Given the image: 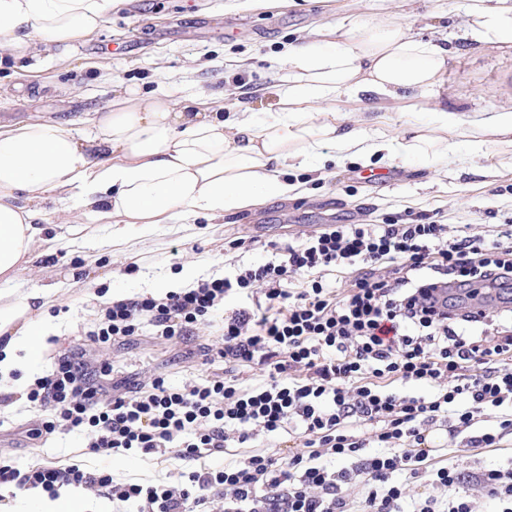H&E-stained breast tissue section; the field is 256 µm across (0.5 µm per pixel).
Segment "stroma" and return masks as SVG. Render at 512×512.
I'll return each mask as SVG.
<instances>
[{
  "mask_svg": "<svg viewBox=\"0 0 512 512\" xmlns=\"http://www.w3.org/2000/svg\"><path fill=\"white\" fill-rule=\"evenodd\" d=\"M463 6L464 0H120L103 28L66 61L51 56L35 71L0 66V129L37 114L75 121L130 92L192 96L228 85L240 86L241 93L225 97V111H239L245 104L265 115L277 111L270 90L287 76L278 63L282 51L313 27L346 19L367 22L387 12L418 39L439 41L462 26ZM511 108L512 50L470 44L449 60L427 93L369 102L345 97L336 104L352 120L365 110L383 117L382 128L392 135L405 133L409 122L427 120L434 110L472 114ZM383 169L397 173V181L385 185L366 177V165L348 159L328 162L320 181L299 170L295 177L304 190L297 198L271 200L221 221L200 218L188 231L163 224L149 247L118 257L110 245L111 225L91 223L85 237L77 239L54 204H45L41 222L53 252L41 270L8 285L18 296L36 286L60 285L48 308L55 331L48 339L51 349L32 377L52 369L111 292H154L158 281L178 274L190 261L199 264L201 278L209 279L265 262L273 245L300 242L333 224H403L424 218L480 232L512 221V152L462 145L428 167H410L398 159ZM237 238L249 241V249H230ZM87 253L100 256L104 282L84 273L79 285L64 286V278ZM218 334L217 328H207L199 341L185 343L158 339L147 327L141 335L116 339L98 355L111 365L115 380L138 382L160 374L180 385L208 375V367L198 362L197 344ZM42 416L40 408L24 399L0 405V454L21 467L42 461L79 463L139 483L167 480L178 466L176 460L158 457L91 455L84 435L75 432L31 442L26 431ZM433 433L440 436L442 448L455 449L456 463L466 470L492 467L512 456L510 438L503 439L499 450H476L464 438L447 437L445 428Z\"/></svg>",
  "mask_w": 512,
  "mask_h": 512,
  "instance_id": "1",
  "label": "stroma"
}]
</instances>
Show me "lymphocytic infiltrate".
I'll return each instance as SVG.
<instances>
[{
	"label": "lymphocytic infiltrate",
	"mask_w": 512,
	"mask_h": 512,
	"mask_svg": "<svg viewBox=\"0 0 512 512\" xmlns=\"http://www.w3.org/2000/svg\"><path fill=\"white\" fill-rule=\"evenodd\" d=\"M344 267L357 270L351 287L324 282ZM485 285L512 286L504 234L432 222L336 224L235 274L106 303L84 332L101 347L148 326L181 339L223 315L219 338L199 349L203 364L223 362V373L179 386L157 376L122 391L109 363L90 362L77 345L29 387L44 417L27 437L80 431L91 454L167 455L179 471L143 484L76 463L18 467L0 458V503L19 491L54 497L74 487L135 512H479L482 500L512 512L511 460L469 472L436 466L427 436L444 424L470 447L494 448L512 435V301L474 310ZM232 297L241 303L224 313ZM253 366L261 379L240 383L238 370ZM423 383L430 394L407 393ZM490 408L497 428L485 431ZM284 431L289 450L201 464ZM418 481L443 497L407 501V484Z\"/></svg>",
	"instance_id": "lymphocytic-infiltrate-1"
}]
</instances>
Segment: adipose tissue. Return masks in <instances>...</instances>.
<instances>
[{
	"instance_id": "adipose-tissue-1",
	"label": "adipose tissue",
	"mask_w": 512,
	"mask_h": 512,
	"mask_svg": "<svg viewBox=\"0 0 512 512\" xmlns=\"http://www.w3.org/2000/svg\"><path fill=\"white\" fill-rule=\"evenodd\" d=\"M112 0H0V46L14 59L39 58L42 46L76 49L97 32ZM462 41L512 48V0H466ZM451 46L422 42L388 18L365 27L344 22L316 27L289 45L281 64L288 80L274 86L278 112L228 115L196 98L123 97L86 119L83 129L39 115L0 130V281L32 272L48 256L36 218L53 201L73 220L108 219L115 243H144L161 224L187 226L271 199L298 196L286 171L297 165L323 173L322 147L339 157L401 159L430 164L466 144L512 149V110L483 118L433 113L413 139L348 122L341 97L396 98L427 92L444 72ZM51 291L15 296L0 291V377L39 361L51 331Z\"/></svg>"
}]
</instances>
